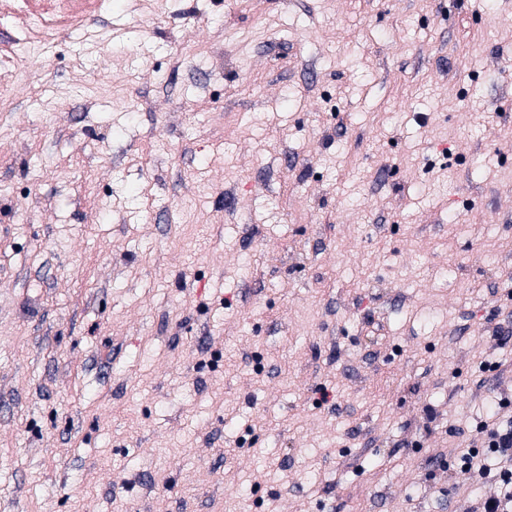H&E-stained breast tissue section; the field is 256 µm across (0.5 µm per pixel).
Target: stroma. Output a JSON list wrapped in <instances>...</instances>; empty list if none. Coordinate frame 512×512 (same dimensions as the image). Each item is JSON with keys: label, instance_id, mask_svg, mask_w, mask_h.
Listing matches in <instances>:
<instances>
[{"label": "stroma", "instance_id": "obj_1", "mask_svg": "<svg viewBox=\"0 0 512 512\" xmlns=\"http://www.w3.org/2000/svg\"><path fill=\"white\" fill-rule=\"evenodd\" d=\"M511 317L512 0H104L0 75V512H452Z\"/></svg>", "mask_w": 512, "mask_h": 512}]
</instances>
